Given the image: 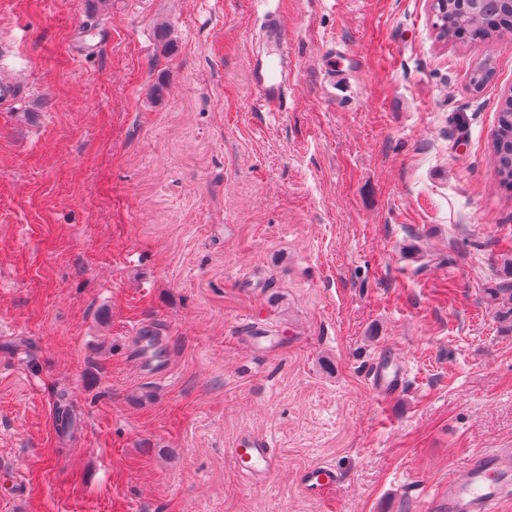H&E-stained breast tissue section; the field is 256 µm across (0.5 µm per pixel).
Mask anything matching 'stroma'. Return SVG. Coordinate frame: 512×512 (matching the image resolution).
<instances>
[{
	"mask_svg": "<svg viewBox=\"0 0 512 512\" xmlns=\"http://www.w3.org/2000/svg\"><path fill=\"white\" fill-rule=\"evenodd\" d=\"M280 7L264 115L256 0H0V512H424L512 443V40L445 43L432 0ZM148 322L162 380L128 356ZM387 350L409 383L383 397ZM245 431L279 462L260 486ZM248 67L255 88L252 111H283L288 92V62L281 58L278 65L274 66L262 56L251 54ZM492 158L499 184L512 189V99H506L499 109ZM373 390L391 396L403 391L406 385V371L402 361L392 353L380 355L373 363L369 374ZM230 454L241 474L253 484L261 485L276 471L278 461L269 441L252 432L242 433L233 442ZM339 473L329 465H313L300 475V483L308 497L322 500L337 484Z\"/></svg>",
	"mask_w": 512,
	"mask_h": 512,
	"instance_id": "1",
	"label": "stroma"
}]
</instances>
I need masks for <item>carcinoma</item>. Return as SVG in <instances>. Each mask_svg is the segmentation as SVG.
Returning <instances> with one entry per match:
<instances>
[{
	"label": "carcinoma",
	"mask_w": 512,
	"mask_h": 512,
	"mask_svg": "<svg viewBox=\"0 0 512 512\" xmlns=\"http://www.w3.org/2000/svg\"><path fill=\"white\" fill-rule=\"evenodd\" d=\"M437 37L454 42L512 39V5L508 0H446V10L436 14ZM493 73L484 59L475 64L469 84L482 89ZM492 158L500 185L512 188V100L502 103L495 129Z\"/></svg>",
	"instance_id": "carcinoma-1"
}]
</instances>
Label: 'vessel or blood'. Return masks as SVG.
Wrapping results in <instances>:
<instances>
[{
    "instance_id": "b4317fda",
    "label": "vessel or blood",
    "mask_w": 512,
    "mask_h": 512,
    "mask_svg": "<svg viewBox=\"0 0 512 512\" xmlns=\"http://www.w3.org/2000/svg\"><path fill=\"white\" fill-rule=\"evenodd\" d=\"M263 38L286 45L288 30L279 16L265 12ZM248 67L255 95L253 111H282L288 92V63L271 64L262 56L253 54ZM168 340L150 324L137 328L128 345L129 357L142 375L153 379L166 377L170 364L161 354ZM369 380L376 393L391 396L403 391L406 371L402 361L391 353L380 355L373 363ZM241 474L253 484H263L276 471L278 461L269 441L258 434L246 432L233 443L230 450ZM339 474L329 465H313L300 475V483L308 497L323 499L337 484ZM512 498V448H496L472 457L462 476L449 480L445 495L446 512H497L499 504Z\"/></svg>"
}]
</instances>
